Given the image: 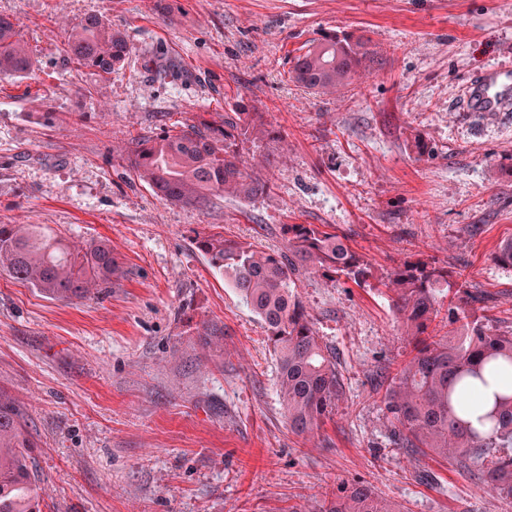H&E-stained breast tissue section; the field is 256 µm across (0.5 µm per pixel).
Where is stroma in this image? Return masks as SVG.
Returning <instances> with one entry per match:
<instances>
[{
  "label": "stroma",
  "instance_id": "35a3bbf8",
  "mask_svg": "<svg viewBox=\"0 0 512 512\" xmlns=\"http://www.w3.org/2000/svg\"><path fill=\"white\" fill-rule=\"evenodd\" d=\"M91 14L131 47L100 79L64 46ZM0 15L32 60L0 76V224L110 240L125 267L68 302L0 271V387L24 411L40 512H310L354 484L397 512H512L462 463L404 447L383 402L413 349L383 285L403 263L447 268L476 317L512 333V267L494 259L512 239V113L457 109L474 72L512 68V0H0ZM327 32L369 38L376 57L333 94L289 78ZM241 110L266 128L239 145L245 164L270 159L258 198L164 203L115 152ZM286 224L332 225L369 271L296 281L342 384L306 438L266 329L196 245L277 253Z\"/></svg>",
  "mask_w": 512,
  "mask_h": 512
}]
</instances>
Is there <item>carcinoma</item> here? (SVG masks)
Instances as JSON below:
<instances>
[{
  "instance_id": "carcinoma-1",
  "label": "carcinoma",
  "mask_w": 512,
  "mask_h": 512,
  "mask_svg": "<svg viewBox=\"0 0 512 512\" xmlns=\"http://www.w3.org/2000/svg\"><path fill=\"white\" fill-rule=\"evenodd\" d=\"M291 60L289 75L301 87L327 92L344 86L374 58L369 40L324 34ZM127 38L102 18L87 16L65 42L70 60L93 77L112 73L129 54ZM31 58L18 24L0 17V75L23 77ZM258 112H226L219 123L204 118L154 137L131 141L120 151L136 177L162 201L200 210L229 195L253 199L270 186L239 159V142L261 132ZM286 252L267 253L250 245L207 237L199 247L213 267L228 274L244 302L263 322L273 342L280 392L288 423L299 435L312 433L336 406L341 381L336 363L319 341L292 285L304 270L334 281L345 276L360 285L368 268L325 224H285ZM0 271L43 295L62 301L84 299L112 287L122 273L108 240L78 244L54 237L40 224H0ZM384 286L403 318L416 354L385 388L386 409L403 441L428 448L477 469L482 485L512 496V389L495 394L473 427L464 415L479 405L486 375L512 368V334H499L459 306L448 307L453 338L435 341L428 329L439 314V296L454 287L448 270L432 262H406ZM33 444L24 413L0 390V512H36L42 478L34 468ZM314 512H396L366 486L323 500Z\"/></svg>"
}]
</instances>
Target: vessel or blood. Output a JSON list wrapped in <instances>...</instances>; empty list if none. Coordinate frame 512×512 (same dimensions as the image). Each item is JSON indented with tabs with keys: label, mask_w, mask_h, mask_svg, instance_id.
Returning a JSON list of instances; mask_svg holds the SVG:
<instances>
[{
	"label": "vessel or blood",
	"mask_w": 512,
	"mask_h": 512,
	"mask_svg": "<svg viewBox=\"0 0 512 512\" xmlns=\"http://www.w3.org/2000/svg\"><path fill=\"white\" fill-rule=\"evenodd\" d=\"M459 108L487 116L512 112V72L486 69L473 74L463 91Z\"/></svg>",
	"instance_id": "obj_1"
}]
</instances>
